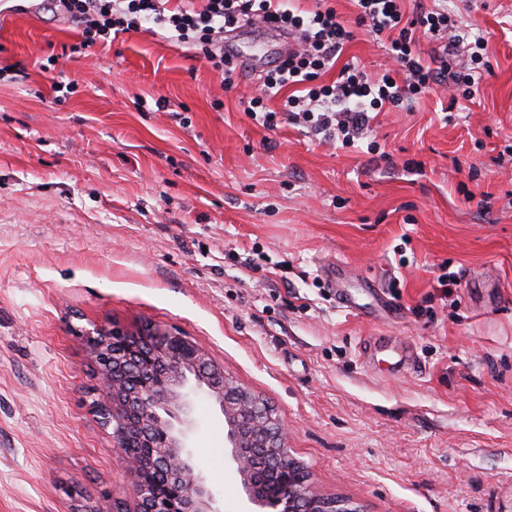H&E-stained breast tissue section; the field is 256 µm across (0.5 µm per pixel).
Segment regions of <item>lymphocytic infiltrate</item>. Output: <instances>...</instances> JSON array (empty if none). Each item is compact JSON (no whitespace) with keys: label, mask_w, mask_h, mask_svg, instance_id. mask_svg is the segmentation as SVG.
Returning <instances> with one entry per match:
<instances>
[{"label":"lymphocytic infiltrate","mask_w":512,"mask_h":512,"mask_svg":"<svg viewBox=\"0 0 512 512\" xmlns=\"http://www.w3.org/2000/svg\"><path fill=\"white\" fill-rule=\"evenodd\" d=\"M353 21L342 19L330 0L303 8L293 0H38L39 9L64 15L81 47L108 43L118 34L155 29L174 46L222 72L225 87L235 69L224 54V38L257 24L274 28L294 44L275 69L261 76L250 117L266 128L281 122L341 145L371 136L384 108L400 107L422 94L446 91L450 102L473 100L488 70L482 32L459 21L448 0H353ZM386 42L391 63L370 77L360 63L341 62L355 29ZM432 48L422 53L419 40ZM334 80H327V73ZM280 99L279 110L268 100Z\"/></svg>","instance_id":"1"}]
</instances>
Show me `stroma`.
I'll list each match as a JSON object with an SVG mask.
<instances>
[{"label":"stroma","instance_id":"35a3bbf8","mask_svg":"<svg viewBox=\"0 0 512 512\" xmlns=\"http://www.w3.org/2000/svg\"><path fill=\"white\" fill-rule=\"evenodd\" d=\"M13 4L0 0V512L130 506L76 335L104 320L198 341L273 406L320 494L366 512H512V0H451L487 32L479 94L450 116L442 92L380 113L371 152L248 117L284 58L279 32L227 42L228 91L143 29L65 55V16ZM196 413L198 459L224 512H243L215 406Z\"/></svg>","mask_w":512,"mask_h":512}]
</instances>
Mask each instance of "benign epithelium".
I'll return each mask as SVG.
<instances>
[{"instance_id": "1", "label": "benign epithelium", "mask_w": 512, "mask_h": 512, "mask_svg": "<svg viewBox=\"0 0 512 512\" xmlns=\"http://www.w3.org/2000/svg\"><path fill=\"white\" fill-rule=\"evenodd\" d=\"M79 334L99 382L93 409L112 426L113 447L135 477L127 512H223L224 495L193 446L202 398L224 419L225 450L251 512H365L314 490L274 408L237 386L197 342L152 322L136 333L102 323ZM148 470L164 475L169 493L145 479Z\"/></svg>"}]
</instances>
